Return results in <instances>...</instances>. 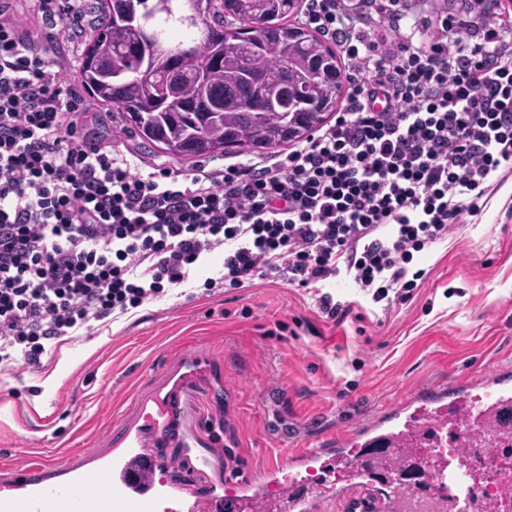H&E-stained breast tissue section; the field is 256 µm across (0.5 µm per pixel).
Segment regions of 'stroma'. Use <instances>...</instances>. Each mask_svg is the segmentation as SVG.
I'll list each match as a JSON object with an SVG mask.
<instances>
[{
  "mask_svg": "<svg viewBox=\"0 0 512 512\" xmlns=\"http://www.w3.org/2000/svg\"><path fill=\"white\" fill-rule=\"evenodd\" d=\"M487 0H408L422 36L443 14L481 13ZM108 138L147 164L179 159L143 143L113 114ZM222 251L187 282L115 319L94 323L43 356L40 369H0V465L110 449L133 416L180 383L184 419L211 458L198 486L226 468L259 473L281 453L394 406L416 387L512 365V175L480 214L415 256L425 278L406 302L374 308L346 280L330 292L352 303L326 318L313 289L257 279L208 288Z\"/></svg>",
  "mask_w": 512,
  "mask_h": 512,
  "instance_id": "1",
  "label": "stroma"
}]
</instances>
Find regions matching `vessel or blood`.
<instances>
[{"label":"vessel or blood","instance_id":"1","mask_svg":"<svg viewBox=\"0 0 512 512\" xmlns=\"http://www.w3.org/2000/svg\"><path fill=\"white\" fill-rule=\"evenodd\" d=\"M512 408V370L496 367L469 375L449 384H432L410 392L389 412L359 421L348 433L333 434L289 459L272 462L264 476L235 468L225 470L219 489L205 493L173 492L163 485L134 487L127 478L131 461L146 440H174L185 452V466L197 473L194 441L178 422L181 409L179 390H171L157 414L146 413L141 424L128 427L111 452L87 449L98 461L99 477L91 479L83 469L41 459L36 465L14 468L0 476V512H209L212 501H220L224 512H239L245 502L263 497L269 490L295 495L297 512H321L325 499L335 497L334 487L321 484L317 494L301 492L298 479L302 468L311 464L328 469L346 464L352 477H365L357 453L422 419L432 417L445 428L430 446L438 450L436 474L439 491L448 498L449 512H472L468 491L474 477V449L444 450L447 440L464 437L472 419ZM59 475L47 482L45 472Z\"/></svg>","mask_w":512,"mask_h":512}]
</instances>
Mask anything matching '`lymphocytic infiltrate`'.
Listing matches in <instances>:
<instances>
[{"instance_id": "1", "label": "lymphocytic infiltrate", "mask_w": 512, "mask_h": 512, "mask_svg": "<svg viewBox=\"0 0 512 512\" xmlns=\"http://www.w3.org/2000/svg\"><path fill=\"white\" fill-rule=\"evenodd\" d=\"M308 0L350 84L336 121L267 160L141 167L89 127L64 51L82 0H0V363L32 368L81 329L183 285L224 251L220 279H348L373 302L410 298L417 253L476 215L512 169V20L449 15L420 45L388 0ZM30 23H22L23 14Z\"/></svg>"}]
</instances>
